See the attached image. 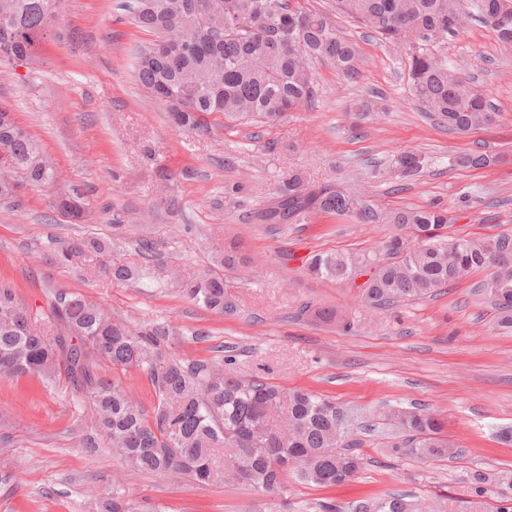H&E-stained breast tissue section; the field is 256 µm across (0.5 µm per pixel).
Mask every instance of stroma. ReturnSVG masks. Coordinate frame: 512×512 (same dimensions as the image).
Instances as JSON below:
<instances>
[{"label":"stroma","instance_id":"obj_1","mask_svg":"<svg viewBox=\"0 0 512 512\" xmlns=\"http://www.w3.org/2000/svg\"><path fill=\"white\" fill-rule=\"evenodd\" d=\"M126 2L63 0L41 63L0 66V105L90 207L88 223H67L39 187L24 188L19 207L0 205V283L41 313L56 292L88 296L112 318L164 329L167 352L189 362L223 363L232 347L236 374L312 390L365 420L386 403L425 406L445 418L449 441L465 451L454 461L390 460L380 431L361 433L365 465L349 482L323 489L291 478L289 499L350 502L403 491L458 505L470 496L468 471L512 469V446L498 440L512 428V334L494 327L495 313L478 291L484 273L435 298L375 313L351 283L311 278L303 265L314 252L379 251L391 225L315 214L273 230L255 219L296 171L316 185L359 191L382 211L446 207L458 217L452 235L512 233V48L476 21L443 46L496 112L491 124L461 136L413 100L401 49L336 14L334 0H299L333 16L354 43L357 75L322 62L312 105L272 125L216 123L192 135L173 125L136 78V52L153 36L133 24ZM363 102L373 112L361 121ZM401 150L421 153L427 167L402 182L383 177ZM474 150L496 156V164L449 167V157ZM170 195L179 200L172 209ZM90 233L111 238L114 257L146 268L148 277L117 284L99 275L96 262L72 268L56 261L58 246ZM144 238L158 243L157 254L140 252ZM230 245L249 261L246 272L224 274L234 313L199 308L159 272L211 268L213 255ZM312 307L340 317L313 320ZM85 434L97 435V452L81 448ZM117 484L139 512H253L261 499L233 481L200 486L129 470L98 436L89 394L70 379L0 377V512H100Z\"/></svg>","mask_w":512,"mask_h":512}]
</instances>
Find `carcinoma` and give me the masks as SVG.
<instances>
[{
    "instance_id": "carcinoma-1",
    "label": "carcinoma",
    "mask_w": 512,
    "mask_h": 512,
    "mask_svg": "<svg viewBox=\"0 0 512 512\" xmlns=\"http://www.w3.org/2000/svg\"><path fill=\"white\" fill-rule=\"evenodd\" d=\"M336 11L369 28L406 57L414 100L455 134L493 121L495 112L468 78L448 64L440 45L477 16L498 41L512 47V0H335ZM60 0H0V65L22 54L38 60V47L57 21ZM133 23L154 40L136 57L140 84L166 105L173 122L187 132H204L207 117L227 126L273 122L311 103L315 97L312 61H332L336 70L357 73L355 45L340 36L328 17L304 9L295 0H135ZM0 106V200L19 206L25 184L50 189L56 170L41 146ZM494 162L486 152L449 159L456 168H482ZM416 152L395 155L386 170L391 179H411L426 166ZM52 207L73 223L87 216L88 204L68 187L56 193ZM323 213L357 224H391L384 257L354 252L314 254L310 275L349 282L360 266L376 269L359 287L363 305L385 311L399 304L434 297L468 275L485 271L482 291L496 312L499 329L512 331V233L491 241L440 233L457 221L438 206L381 213L340 184L306 185L298 174L283 181L276 197L257 215L262 224H286ZM455 254L444 257L448 244ZM58 262L81 266L98 261L99 272L116 283L136 281L141 270L112 259V240L94 234L73 239L55 254ZM185 296L218 315L236 309L224 275L181 278ZM163 331L135 332L112 320L96 302L58 292L49 314H34L18 302L13 289L0 284V377L64 374L86 387L97 426L136 471L175 473L202 486L224 477V464L239 482L264 498L254 512H287L284 473L305 485L333 487L348 481L364 465L352 439L354 417L304 388L284 389L260 377L244 378L224 365L204 360L187 363L167 355L158 337ZM147 373L156 402L148 413L120 384L103 378L97 362ZM375 419L394 430L387 456L426 463L462 456L444 435V422L425 408L385 404ZM465 481L469 512H485L488 500L505 508L500 490H512V470H471ZM295 512H424L422 500L409 494L384 495L338 503L294 504ZM103 512H136L128 498L114 494Z\"/></svg>"
}]
</instances>
